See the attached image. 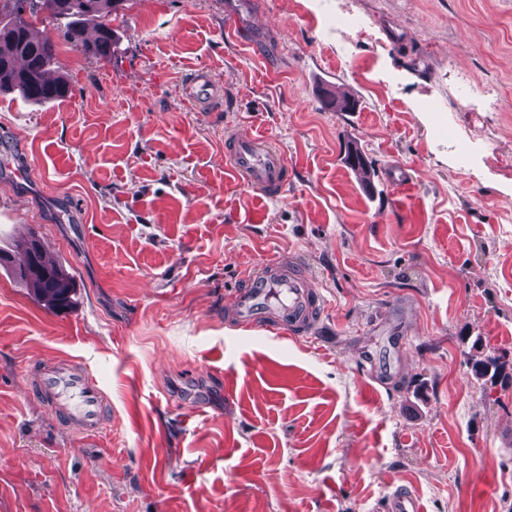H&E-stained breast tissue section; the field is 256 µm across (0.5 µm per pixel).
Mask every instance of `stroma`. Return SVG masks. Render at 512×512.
I'll return each instance as SVG.
<instances>
[{
	"instance_id": "35a3bbf8",
	"label": "stroma",
	"mask_w": 512,
	"mask_h": 512,
	"mask_svg": "<svg viewBox=\"0 0 512 512\" xmlns=\"http://www.w3.org/2000/svg\"><path fill=\"white\" fill-rule=\"evenodd\" d=\"M227 2L121 0L107 58L26 17L70 91L0 92V512H386L403 488L512 512V0H240L235 33ZM237 129L283 154L284 193L228 177ZM19 224L71 308L16 277ZM288 255L325 315L238 326L231 295ZM58 357L101 384L96 436L31 392ZM186 95L200 107L209 105L219 96L214 80L206 71H199L189 79Z\"/></svg>"
}]
</instances>
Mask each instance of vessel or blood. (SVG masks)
<instances>
[{
    "mask_svg": "<svg viewBox=\"0 0 512 512\" xmlns=\"http://www.w3.org/2000/svg\"><path fill=\"white\" fill-rule=\"evenodd\" d=\"M186 94L202 107L213 102L217 90L211 75L195 73L186 84ZM225 157L230 171L262 196H276L288 184L290 172L283 154L263 146L259 136L231 134ZM326 309V299L311 278L288 258L265 262L235 291L231 303V315L238 325H276L291 335L311 331ZM34 392L82 435L99 433L105 396L85 368L66 359L47 363L35 380ZM387 512H424V507L416 494L397 493L388 499Z\"/></svg>",
    "mask_w": 512,
    "mask_h": 512,
    "instance_id": "vessel-or-blood-1",
    "label": "vessel or blood"
}]
</instances>
